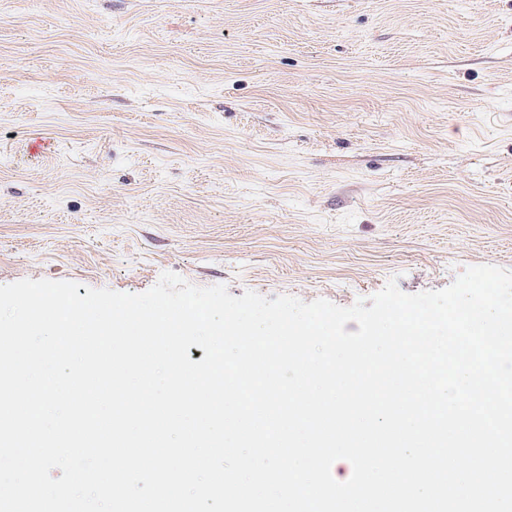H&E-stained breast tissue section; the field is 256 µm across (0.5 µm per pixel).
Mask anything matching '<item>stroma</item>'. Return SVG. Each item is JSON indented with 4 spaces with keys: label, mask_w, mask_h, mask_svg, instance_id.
<instances>
[{
    "label": "stroma",
    "mask_w": 512,
    "mask_h": 512,
    "mask_svg": "<svg viewBox=\"0 0 512 512\" xmlns=\"http://www.w3.org/2000/svg\"><path fill=\"white\" fill-rule=\"evenodd\" d=\"M512 270V0H0V284L352 306Z\"/></svg>",
    "instance_id": "35a3bbf8"
}]
</instances>
